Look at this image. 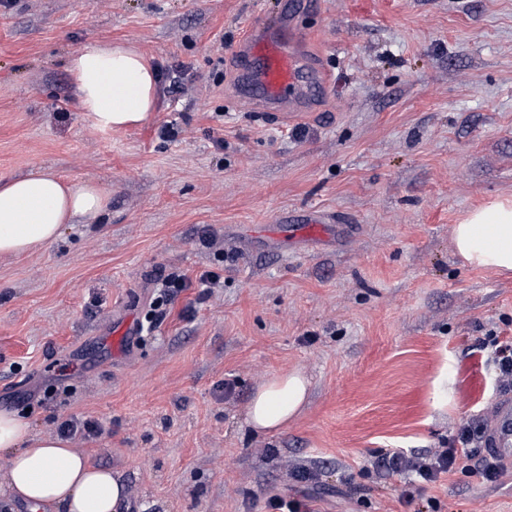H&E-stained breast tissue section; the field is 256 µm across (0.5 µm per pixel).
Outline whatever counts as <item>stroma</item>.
Returning a JSON list of instances; mask_svg holds the SVG:
<instances>
[{
	"label": "stroma",
	"instance_id": "1",
	"mask_svg": "<svg viewBox=\"0 0 512 512\" xmlns=\"http://www.w3.org/2000/svg\"><path fill=\"white\" fill-rule=\"evenodd\" d=\"M260 2L0 6V179L43 167L110 194L97 220L0 257V409L40 435L97 422L71 446L120 474L121 512H263L274 494L312 512H512V464L410 502L403 475L373 467L456 445L512 396L480 348L512 337V272L462 266L452 240L512 197V0H318L297 24L330 92L286 122L228 101ZM91 43L158 70L146 121L85 119L68 59ZM307 210L336 237L290 235L282 216ZM171 274L187 286L163 304ZM127 325L138 335L114 347ZM291 370L307 405L254 433L253 389Z\"/></svg>",
	"mask_w": 512,
	"mask_h": 512
}]
</instances>
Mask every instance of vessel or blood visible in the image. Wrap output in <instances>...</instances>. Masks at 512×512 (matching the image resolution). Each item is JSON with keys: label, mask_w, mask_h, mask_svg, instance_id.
<instances>
[{"label": "vessel or blood", "mask_w": 512, "mask_h": 512, "mask_svg": "<svg viewBox=\"0 0 512 512\" xmlns=\"http://www.w3.org/2000/svg\"><path fill=\"white\" fill-rule=\"evenodd\" d=\"M313 0H285L282 19L255 23L244 31L233 52L236 71L249 89L245 97L253 107L275 120H286L300 112L312 94L329 86L325 71L310 69L298 45L304 36L285 23L286 18L308 11ZM286 223L295 225L296 236L306 240H326L334 226L314 211L289 215ZM491 445L501 458L512 456V400L500 399L491 418Z\"/></svg>", "instance_id": "vessel-or-blood-1"}]
</instances>
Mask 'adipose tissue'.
<instances>
[{"mask_svg":"<svg viewBox=\"0 0 512 512\" xmlns=\"http://www.w3.org/2000/svg\"><path fill=\"white\" fill-rule=\"evenodd\" d=\"M68 70L77 105L93 127L119 130L146 120L156 107L158 75L135 48L91 44L74 52ZM109 195L91 181H62L39 168L0 180V255L19 256L54 243L64 225L94 219ZM452 238L466 265L512 271V199L496 200L454 225ZM309 381L298 370L266 378L247 407L256 432L282 428L305 405ZM10 453L0 494L54 512H119L127 488L60 436H39L15 412L0 410V450Z\"/></svg>","mask_w":512,"mask_h":512,"instance_id":"1","label":"adipose tissue"}]
</instances>
